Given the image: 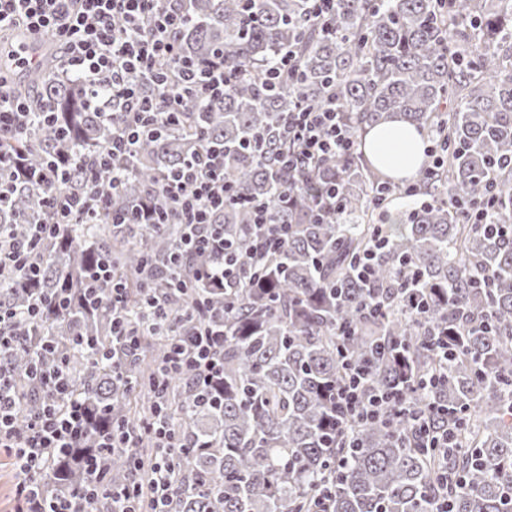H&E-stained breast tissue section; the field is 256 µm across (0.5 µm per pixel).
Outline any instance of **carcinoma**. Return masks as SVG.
Wrapping results in <instances>:
<instances>
[{"label":"carcinoma","mask_w":512,"mask_h":512,"mask_svg":"<svg viewBox=\"0 0 512 512\" xmlns=\"http://www.w3.org/2000/svg\"><path fill=\"white\" fill-rule=\"evenodd\" d=\"M192 18L179 55L224 58L228 72H245L224 99L201 103L185 93L178 125L159 123L123 170L94 224H64L40 247L36 286L0 270V306L14 312L17 345L0 351V373L16 376V427L46 402L26 371L65 358L70 395L89 415L90 433L59 466L41 473L49 493L64 495L88 484L79 458L95 437L113 427L137 435L133 453L149 458L155 442L141 423L156 408L150 381L171 337L144 328L150 310L145 287H170L169 257L185 232L168 220L112 222L140 206L169 208L161 178L200 152L224 151V179L239 197L224 204V238L244 262L241 282L229 288L191 284L174 292L168 314L176 325L190 299L224 317V379L220 399L194 401L175 375L167 405L185 447L175 452L174 512H311L323 481L328 512H432L442 497L451 512H512V0H335L331 24L311 18L308 0H182ZM293 51L297 79L269 92L259 72ZM58 113L50 125L34 117L27 135L0 143L41 168L67 166L66 182L18 183L0 203V245L31 237L34 224H57L46 202L112 182L77 166L112 140V123L87 106L83 81L62 72L49 49L14 89ZM334 93L341 118L359 149L323 164L336 177L339 205L315 215L313 190L286 187L273 177L285 149L279 137L298 98L318 105ZM395 114L448 145L445 164L424 163L414 182L426 198L404 224H374L371 199L381 171L365 156L368 129ZM495 186L491 221L468 224L464 212L481 205ZM263 204L289 227L286 253L263 261L253 275L247 249L250 214L244 200ZM387 245L375 260L374 279L353 276L352 263L375 233ZM102 259L126 288L122 312L112 306V283L98 286V306L81 308L87 277ZM417 277L408 288L403 269ZM47 301L64 295L67 307H48L32 323L34 293ZM427 300L416 318L409 296ZM150 340L151 354L112 351V318ZM448 328V359L429 343ZM365 374L368 395L398 387L421 411L435 403L457 424L460 448L440 458L425 449L408 420L394 409L386 418L336 437L333 398L347 368ZM443 374L442 381L429 375ZM101 474L112 488L127 481V453L97 448Z\"/></svg>","instance_id":"cac0c4a2"}]
</instances>
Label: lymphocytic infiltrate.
<instances>
[{"label": "lymphocytic infiltrate", "instance_id": "lymphocytic-infiltrate-1", "mask_svg": "<svg viewBox=\"0 0 512 512\" xmlns=\"http://www.w3.org/2000/svg\"><path fill=\"white\" fill-rule=\"evenodd\" d=\"M160 0H0V30L15 26L31 36L51 34L63 50L64 73L84 79L92 98L111 94L118 110L103 109L105 119L121 112L122 120L112 129V140L104 150L93 154L91 168H103L133 158L138 141L151 135L156 122L178 123L184 97L181 87H190L199 99L217 100L239 76L224 70V61L180 59L178 40L181 29L190 20L182 5L163 8ZM176 64V86L161 96L147 94L148 85L166 86V67ZM32 101L21 98L7 84L0 83V139L23 136L34 112ZM286 144L279 164L285 175L298 183L315 182L320 213L336 210L339 190L335 182L325 181L322 164L339 155L354 152L356 141L342 122L336 98H328L320 107L299 104L289 113L281 132ZM231 187L224 179V156L202 153L193 161L167 176L162 192L171 205L168 214L142 207L126 216L129 224H160L165 216L188 225L187 247L201 249L213 258L210 268L196 270L194 280L211 279L222 283L239 280L241 271L232 246L224 242V227L217 216ZM105 185L93 194H69L54 198L64 223H92L102 196L111 194ZM52 225H35L30 241L0 250V264L11 265L25 281L36 279L34 260L44 235ZM288 239V227L272 221L266 208L255 206L251 251L266 257L282 250ZM187 329L170 347L154 382L158 393H165L168 379L184 376L192 391L208 397L224 374V328L215 323L200 301L188 306ZM38 385L47 402L32 414L25 431L15 427L18 397L13 377L0 376V447L12 459L16 476L14 512H88L95 499L103 495L100 476L94 475L87 486L66 497H52L37 482L47 466L67 455L84 434L87 424L82 404L68 400L70 375L65 362H58L38 377ZM364 375L353 371L336 385V421L345 428L352 421L378 418L386 403L398 401L400 413L409 415L417 432H426L427 416L414 412L401 393L365 398ZM145 433L154 437L157 451L150 460L133 458L134 470H148V486L131 482L112 495V512H171V475L175 434L163 410H156L144 422ZM151 499V510H144V499Z\"/></svg>", "mask_w": 512, "mask_h": 512}]
</instances>
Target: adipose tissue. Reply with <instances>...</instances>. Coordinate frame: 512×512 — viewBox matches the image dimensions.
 Returning a JSON list of instances; mask_svg holds the SVG:
<instances>
[{
    "label": "adipose tissue",
    "mask_w": 512,
    "mask_h": 512,
    "mask_svg": "<svg viewBox=\"0 0 512 512\" xmlns=\"http://www.w3.org/2000/svg\"><path fill=\"white\" fill-rule=\"evenodd\" d=\"M426 144L423 132L395 116L369 129L366 153L380 170L398 181L416 173Z\"/></svg>",
    "instance_id": "obj_1"
}]
</instances>
